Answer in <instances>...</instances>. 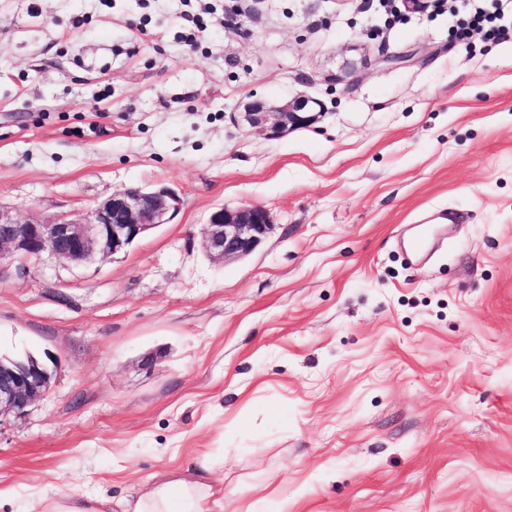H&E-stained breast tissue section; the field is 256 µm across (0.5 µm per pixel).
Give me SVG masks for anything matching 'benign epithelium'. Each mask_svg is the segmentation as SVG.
<instances>
[{
    "mask_svg": "<svg viewBox=\"0 0 512 512\" xmlns=\"http://www.w3.org/2000/svg\"><path fill=\"white\" fill-rule=\"evenodd\" d=\"M321 104L304 94L281 106L261 101L247 104L241 120L263 139L283 137L313 124ZM181 199L172 189L127 188L86 213L42 222H24L0 206V264L39 258L44 254L72 264L127 252L155 228L169 224ZM267 209L246 203L214 210L207 220L202 248L214 260H235L251 254L272 231ZM53 368L35 358L0 356V423L20 416L50 386Z\"/></svg>",
    "mask_w": 512,
    "mask_h": 512,
    "instance_id": "obj_1",
    "label": "benign epithelium"
}]
</instances>
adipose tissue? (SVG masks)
<instances>
[{"label":"adipose tissue","mask_w":512,"mask_h":512,"mask_svg":"<svg viewBox=\"0 0 512 512\" xmlns=\"http://www.w3.org/2000/svg\"><path fill=\"white\" fill-rule=\"evenodd\" d=\"M192 478L171 477L156 483L147 493L120 503L88 495H78L62 489L41 492L37 512H206L212 497L208 481L211 465L199 460Z\"/></svg>","instance_id":"1"}]
</instances>
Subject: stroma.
I'll use <instances>...</instances> for the list:
<instances>
[{
	"instance_id": "1",
	"label": "stroma",
	"mask_w": 512,
	"mask_h": 512,
	"mask_svg": "<svg viewBox=\"0 0 512 512\" xmlns=\"http://www.w3.org/2000/svg\"><path fill=\"white\" fill-rule=\"evenodd\" d=\"M0 0V205L44 221L130 187L178 214L126 253L0 266V354L53 357L0 423V512L113 500L195 459L245 512H512V12L455 0ZM318 99L248 133L247 103ZM274 227L202 249L215 208ZM462 216L425 263L396 239ZM458 7L465 15V23L458 32L460 38L468 37L472 32L481 33L486 40L497 41L504 29L496 21L504 15V9L498 2L493 3V11L481 7H473V0H457ZM320 113L321 104L300 93L281 106H271L261 101L251 102L239 114L255 136L272 139L283 137L291 130L310 126ZM270 214L259 204L214 210L207 220L202 248L214 260H235L251 254L273 228Z\"/></svg>"
}]
</instances>
